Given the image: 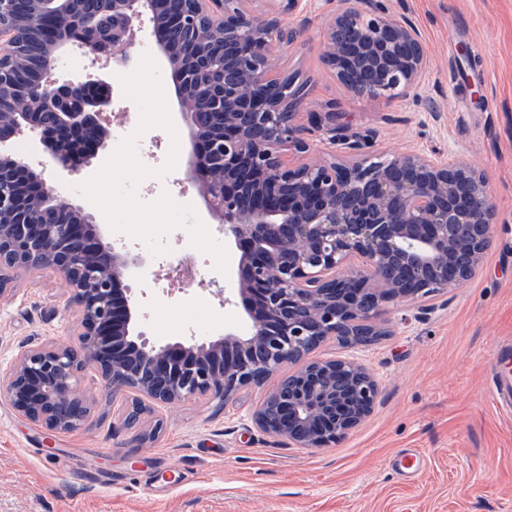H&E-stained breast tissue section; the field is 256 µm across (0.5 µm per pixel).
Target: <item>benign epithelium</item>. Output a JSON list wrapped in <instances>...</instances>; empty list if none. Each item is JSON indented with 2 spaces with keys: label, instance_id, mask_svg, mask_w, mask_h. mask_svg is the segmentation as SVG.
<instances>
[{
  "label": "benign epithelium",
  "instance_id": "obj_1",
  "mask_svg": "<svg viewBox=\"0 0 512 512\" xmlns=\"http://www.w3.org/2000/svg\"><path fill=\"white\" fill-rule=\"evenodd\" d=\"M112 43L71 0H0V295L10 271L62 274L77 306L68 345H27L0 369V404L57 434L89 415L79 386L95 368L114 395L171 405L227 402L267 387L251 414L261 432L306 450L329 448L365 422L378 402L375 373L351 357L314 359L329 338L366 346L385 335L377 318L397 298H434L470 279L492 246L497 206L486 177L465 160L367 151L369 138L332 128V154H314L289 109L298 100L276 69L280 17L305 0H277L257 14L248 0H108ZM147 15L175 78L189 135L185 180L239 252L224 304L245 328L158 345L137 330L138 303L125 281L145 256L107 240L100 225L56 194L11 144L48 138V163L80 172L110 136L112 89L101 78L54 82L53 61L73 46L115 66L129 63L134 23ZM190 31L189 43L175 34ZM43 46L29 59L26 43ZM323 63L354 96H404L426 68L421 35L384 0H339L324 19ZM33 71L26 82L15 68ZM209 112L224 114L220 130ZM51 121L44 120L45 115ZM304 156L286 166L279 149Z\"/></svg>",
  "mask_w": 512,
  "mask_h": 512
}]
</instances>
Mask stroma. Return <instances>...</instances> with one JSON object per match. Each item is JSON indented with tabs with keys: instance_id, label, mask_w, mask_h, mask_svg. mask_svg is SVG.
I'll return each mask as SVG.
<instances>
[{
	"instance_id": "stroma-1",
	"label": "stroma",
	"mask_w": 512,
	"mask_h": 512,
	"mask_svg": "<svg viewBox=\"0 0 512 512\" xmlns=\"http://www.w3.org/2000/svg\"><path fill=\"white\" fill-rule=\"evenodd\" d=\"M420 30L427 67L409 96L349 94L321 56L324 13L313 0L306 17H284L300 36L275 46L277 75H298L305 96L293 122L314 149L335 147L313 115L335 113L337 125L371 138L374 149L425 152L467 160L488 181L498 207L497 232L482 266L460 288L432 300L400 299L379 318L386 334L353 350L329 340L317 358L354 354L377 374L381 396L371 417L339 445L309 453L250 422L264 391L236 399L148 404L140 442L121 418L132 393L112 395L87 368L79 384L92 401L82 427L53 434L0 405V512H512V412L489 393V359L512 344V0H385ZM464 44L469 56L450 52ZM481 87L483 99L471 95ZM110 154L81 173L46 170L54 188L97 224L105 218L77 191ZM169 193L218 223L182 169L150 177L139 200ZM187 232L171 231L168 254L152 257L129 285L151 340H184L197 327L223 335L239 325L218 288L232 284L201 255L198 279L184 287L173 268ZM76 306L62 275L19 271L0 296V367L26 344L73 335Z\"/></svg>"
}]
</instances>
